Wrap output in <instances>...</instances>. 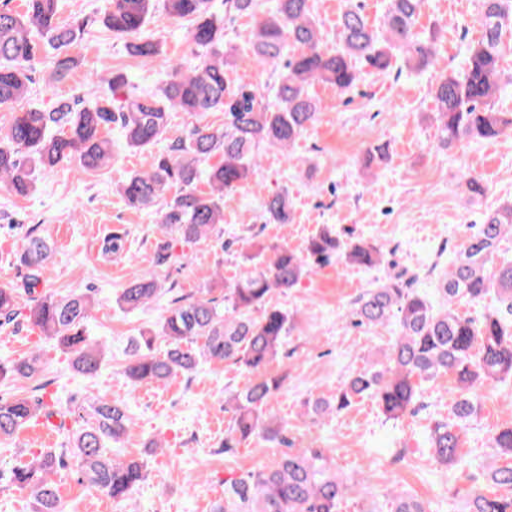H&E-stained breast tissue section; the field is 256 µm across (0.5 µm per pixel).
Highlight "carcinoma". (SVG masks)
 <instances>
[{
	"label": "carcinoma",
	"instance_id": "obj_1",
	"mask_svg": "<svg viewBox=\"0 0 512 512\" xmlns=\"http://www.w3.org/2000/svg\"><path fill=\"white\" fill-rule=\"evenodd\" d=\"M59 0H27L19 13L0 4V107L11 108L29 93L37 54L54 59L53 75L66 78L79 65L73 54L86 23L65 26L57 21ZM156 0H108L101 24L125 38L130 54L148 64L162 53L159 41L146 32ZM482 36L468 47L461 73L435 70L436 32L422 37L416 29L424 0H389L385 32L373 29L361 6L348 0L341 14L339 43L323 44L310 0H276L255 19L250 54L246 59L279 69L275 104L265 106L262 94L236 84L232 77L239 58L224 49V17L255 15V0H224V16L208 9V0H164L167 14L195 22L190 32L193 62H173L158 90L137 94L124 91L126 76L89 79L73 102L51 109L30 107L17 112L0 135V188L20 196L36 190L37 175L63 162L77 161L83 171L97 170L112 161L111 125L120 126L126 147L142 151L157 144L166 133L169 113L186 112L200 118L207 112H224V127L200 123L155 157L150 169L133 173L119 193L127 206L155 209L162 238L156 244L155 267L172 257L171 233L187 243L207 240L224 223V195L246 184L259 168V145L292 147L317 120L318 102L308 92L315 81L345 93L359 79L357 65L364 63L385 73L401 60L416 71L433 70L431 93L440 142L451 148L463 140L481 141L512 131V112L494 108L492 99L506 82L501 67L502 36L512 30V0H482ZM390 163L386 148L366 150L365 169H382ZM205 173L208 190L197 188ZM172 196H167L170 190ZM268 224L294 220L288 193L263 200ZM512 235V202L485 214L476 225L463 253L442 279L443 309L436 311L426 296L416 291L415 279L390 276L365 289L354 302L356 324L367 327L397 320L395 332L380 363L354 372L330 399L305 402L306 414L322 418L349 408L355 399L369 397L383 414L398 420L415 412L421 384L442 374L454 376L458 397L453 419L440 420L429 430L434 460L445 467L463 463L461 431L479 410L476 389L486 380L512 379V260L496 261L499 242ZM247 256L245 271L224 301L202 291L175 302L157 328L129 341L125 373L134 386L166 381L193 372L200 359L239 364L252 375L247 387L224 400L232 413L224 433V451L240 447L262 432L267 439L287 443L283 429L267 423L264 407L284 385V378L265 374L266 366L283 345L290 317L269 304L275 291L287 292L308 275L313 265L341 256L350 263L374 267L380 249L362 239L341 240L324 225L312 235L302 252L286 245L269 247ZM48 238L29 230L21 240L19 260L29 269L24 288H0V322L9 323L26 310V323L44 336L55 338L70 355L72 369L84 378L94 377L104 361L103 350L91 345L85 325L94 308L90 293L57 298L36 294L50 258ZM496 289L499 305L476 320L455 308L462 299L481 302ZM161 285L152 272L135 276L117 300L128 313L140 310L160 295ZM29 303L21 304L22 294ZM169 341L161 355L153 351L156 337ZM41 355L32 352L9 364L0 363V381L32 379L42 374ZM72 411L41 395L0 398V438L16 435L38 419L69 436V448H41L10 471L8 482L32 498V512H60L59 489L53 479L67 468L79 483H88L114 500L128 498L146 477V464L112 457L109 442L117 443L133 424L120 399L89 397L78 406L76 426L65 420ZM491 447L512 458V424L490 437ZM497 486L512 488V466L487 474ZM358 487L343 478L325 448H290L277 463L264 470L247 471L224 482V499L212 512H338L339 503ZM391 512H428L424 504L403 493L393 496ZM467 512H512V495L471 491Z\"/></svg>",
	"mask_w": 512,
	"mask_h": 512
}]
</instances>
